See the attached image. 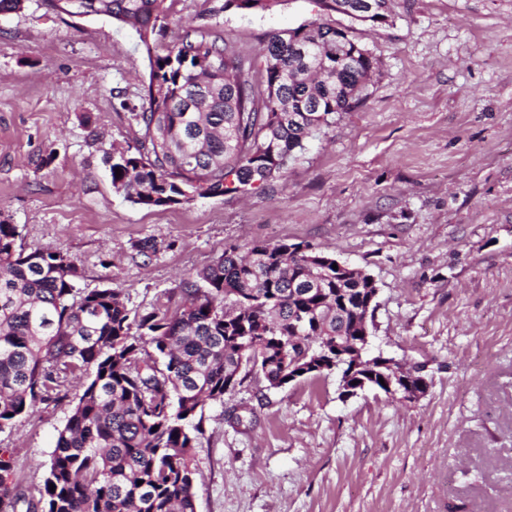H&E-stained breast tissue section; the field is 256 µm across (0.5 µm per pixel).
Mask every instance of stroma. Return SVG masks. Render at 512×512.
I'll list each match as a JSON object with an SVG mask.
<instances>
[{
	"instance_id": "obj_1",
	"label": "stroma",
	"mask_w": 512,
	"mask_h": 512,
	"mask_svg": "<svg viewBox=\"0 0 512 512\" xmlns=\"http://www.w3.org/2000/svg\"><path fill=\"white\" fill-rule=\"evenodd\" d=\"M222 3L174 0L168 38L190 21L257 62L268 34L321 16L314 0ZM391 15H332L378 69L282 179L150 208L116 193L106 164L141 136L136 32L40 0L0 16V220L18 244L74 259L77 292L114 288L145 312L176 308L182 281L226 249L306 243L374 278V350L425 368L412 401L340 399L333 374L246 376L204 406L196 512H512V0H395ZM82 392L0 432L26 498ZM281 2H283V0H224L222 10L267 12L281 5Z\"/></svg>"
}]
</instances>
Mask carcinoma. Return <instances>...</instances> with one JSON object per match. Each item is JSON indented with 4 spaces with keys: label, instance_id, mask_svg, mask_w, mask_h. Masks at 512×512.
<instances>
[{
    "label": "carcinoma",
    "instance_id": "carcinoma-1",
    "mask_svg": "<svg viewBox=\"0 0 512 512\" xmlns=\"http://www.w3.org/2000/svg\"><path fill=\"white\" fill-rule=\"evenodd\" d=\"M135 30L150 71L133 148L107 158L115 192L161 207L235 195L286 173L308 140L356 108L377 69L346 28L311 22L270 35L258 70L203 27L185 23L163 54L166 0H98ZM283 0H224L267 12ZM121 176H116V170ZM0 221V431L36 404L83 393L59 430L37 501L15 490L0 455V512H196L191 452L205 402L224 401L241 357L263 353L271 387L288 383V354L332 345L356 322L330 255L256 245L224 252L181 288L173 311L127 308L118 290L75 296L63 254L16 245ZM142 484H137V481ZM55 490H50V486Z\"/></svg>",
    "mask_w": 512,
    "mask_h": 512
}]
</instances>
